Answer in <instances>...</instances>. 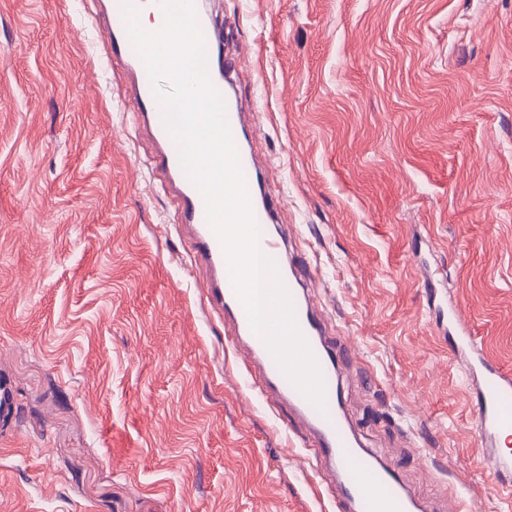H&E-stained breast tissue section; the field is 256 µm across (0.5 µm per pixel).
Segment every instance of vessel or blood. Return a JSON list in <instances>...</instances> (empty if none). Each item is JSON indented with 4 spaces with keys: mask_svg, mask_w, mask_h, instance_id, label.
<instances>
[{
    "mask_svg": "<svg viewBox=\"0 0 512 512\" xmlns=\"http://www.w3.org/2000/svg\"><path fill=\"white\" fill-rule=\"evenodd\" d=\"M101 3L100 18L107 33L108 54L111 59L122 62L131 73L129 98L134 117L154 145L151 168L174 192L177 222L189 243L190 255L195 264L207 272L203 288L209 307L219 319L231 323L234 342L243 347L250 363L259 372L262 394L287 404L306 424L315 461L328 463L337 477V512H419L414 494L404 488L394 470L382 465L377 456L362 446L344 413L338 375L339 355L325 340L324 324L309 295L310 262L304 254L290 249L288 228L277 220L282 208L281 196L255 178L258 169L255 140L244 137L247 115L231 93L233 83L244 67L243 58L223 52V26L217 24L205 0H196L209 76L224 95L227 122L241 168L255 178L248 200L261 229L259 247L274 260L291 295L297 324L322 371L325 406L321 409L308 401L281 372L264 342L252 331L235 290L227 287L225 275L229 266L225 250L207 219L203 198L184 173L172 147V137L156 110V97L146 64L133 49L118 0H101ZM438 324L443 333L451 335L454 354L470 360V370L476 381L472 404L482 444L496 447L504 435L512 433V412L506 408L507 402L512 401V370L476 356L477 338L472 323L459 306L449 307L441 314Z\"/></svg>",
    "mask_w": 512,
    "mask_h": 512,
    "instance_id": "vessel-or-blood-1",
    "label": "vessel or blood"
}]
</instances>
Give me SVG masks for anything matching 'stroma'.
I'll return each instance as SVG.
<instances>
[{
	"mask_svg": "<svg viewBox=\"0 0 512 512\" xmlns=\"http://www.w3.org/2000/svg\"><path fill=\"white\" fill-rule=\"evenodd\" d=\"M97 0H0V512H336L203 300ZM344 407L428 512H512L438 274L512 366V0H217Z\"/></svg>",
	"mask_w": 512,
	"mask_h": 512,
	"instance_id": "35a3bbf8",
	"label": "stroma"
}]
</instances>
